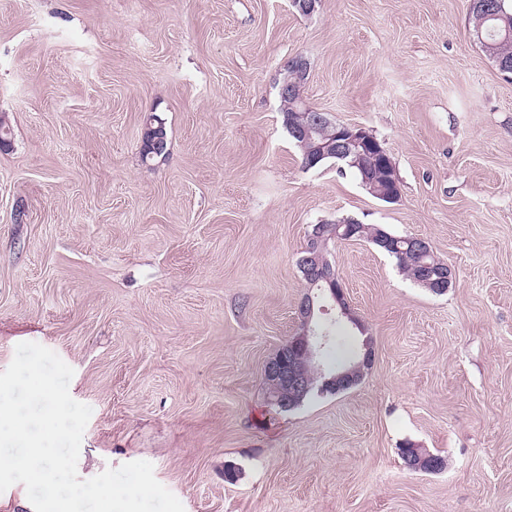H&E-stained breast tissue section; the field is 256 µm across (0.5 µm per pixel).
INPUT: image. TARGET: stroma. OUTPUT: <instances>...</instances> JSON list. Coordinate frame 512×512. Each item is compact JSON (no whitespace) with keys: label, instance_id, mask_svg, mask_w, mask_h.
Segmentation results:
<instances>
[{"label":"stroma","instance_id":"1","mask_svg":"<svg viewBox=\"0 0 512 512\" xmlns=\"http://www.w3.org/2000/svg\"><path fill=\"white\" fill-rule=\"evenodd\" d=\"M470 0H0V371L36 342L91 407L80 478L145 460L185 512H512V74ZM372 132L394 203L304 169L279 84ZM167 155L142 162L148 115ZM424 239L432 293L366 239L327 256L370 338L351 389L282 411L264 367L300 331L313 225ZM440 456L408 470L405 444ZM435 266L436 270L426 272L421 283L425 284L433 292L442 293L446 290L447 281L448 285L450 283L452 270L445 262L436 263ZM435 266H429V268H435ZM434 275L436 278H433Z\"/></svg>","mask_w":512,"mask_h":512}]
</instances>
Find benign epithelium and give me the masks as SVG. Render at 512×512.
<instances>
[{"mask_svg": "<svg viewBox=\"0 0 512 512\" xmlns=\"http://www.w3.org/2000/svg\"><path fill=\"white\" fill-rule=\"evenodd\" d=\"M307 76L308 62L303 56L297 55L288 61L287 73L279 85V96L290 102L292 111L310 114L306 122L291 127L292 136L301 141L311 140L313 134L321 133L324 127L328 128L329 134L315 145L317 158L338 161L351 157L355 163L364 155L371 158L382 173L385 186H373L370 191L385 203L396 202L399 198L398 177L386 149L365 128L335 123L325 114L307 105L300 95ZM310 238L315 245L298 260L307 288V293L298 306L302 331L289 339L266 363L264 369L267 383L288 388V398L275 401L284 410L293 408L295 402L305 397L310 389L311 375H316L320 390L338 393L358 382L365 368L372 362L371 341L366 338L362 343L363 352L346 367L331 371L319 363L320 355L329 344V336L315 329L316 314L329 315L334 311L338 321L345 318L356 325L358 320L351 314L345 302L343 288L325 255L319 227H313ZM451 278L452 270L448 268V264L440 262L436 264V270L425 273L422 283L432 291L442 293ZM326 293L334 302L330 307L319 304Z\"/></svg>", "mask_w": 512, "mask_h": 512, "instance_id": "7a95c632", "label": "benign epithelium"}]
</instances>
